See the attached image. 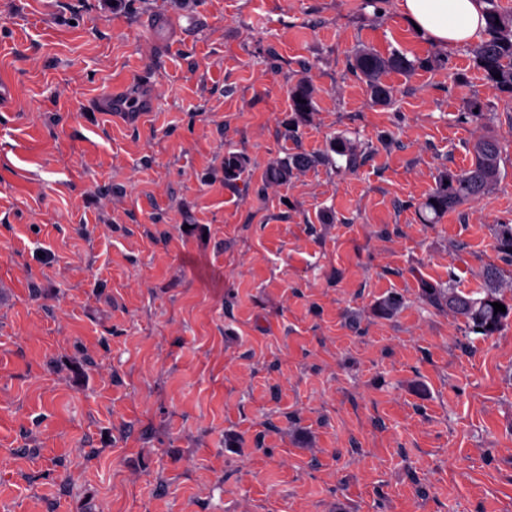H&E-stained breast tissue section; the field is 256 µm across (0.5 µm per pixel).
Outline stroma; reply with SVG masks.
<instances>
[{
    "instance_id": "1",
    "label": "stroma",
    "mask_w": 512,
    "mask_h": 512,
    "mask_svg": "<svg viewBox=\"0 0 512 512\" xmlns=\"http://www.w3.org/2000/svg\"><path fill=\"white\" fill-rule=\"evenodd\" d=\"M400 3L0 0V512H512V325L422 291L512 272V97ZM362 48L416 63L387 103ZM485 134L496 187L420 223ZM129 96L128 92L124 89L113 88L108 91L103 97L94 105V109L104 112H130L135 109V112H146L142 103L140 107H128ZM314 160L302 155H288L281 160L276 167L270 170V176L274 180H286L294 170L310 166Z\"/></svg>"
}]
</instances>
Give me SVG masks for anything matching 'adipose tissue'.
I'll use <instances>...</instances> for the list:
<instances>
[{
    "instance_id": "1",
    "label": "adipose tissue",
    "mask_w": 512,
    "mask_h": 512,
    "mask_svg": "<svg viewBox=\"0 0 512 512\" xmlns=\"http://www.w3.org/2000/svg\"><path fill=\"white\" fill-rule=\"evenodd\" d=\"M401 8L420 34L447 49L485 34L479 0H402Z\"/></svg>"
}]
</instances>
